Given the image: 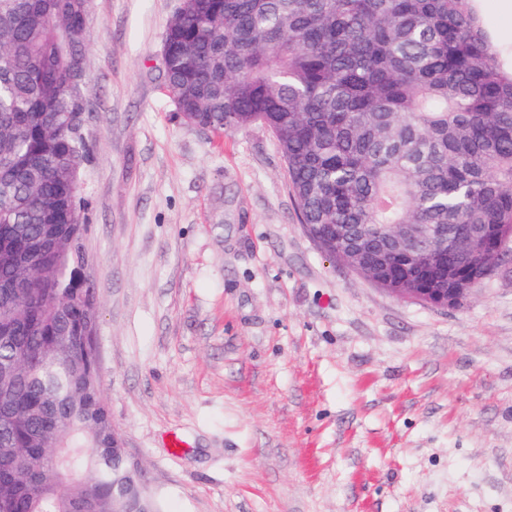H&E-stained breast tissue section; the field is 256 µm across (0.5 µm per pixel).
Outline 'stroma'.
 <instances>
[{
    "label": "stroma",
    "instance_id": "1",
    "mask_svg": "<svg viewBox=\"0 0 512 512\" xmlns=\"http://www.w3.org/2000/svg\"><path fill=\"white\" fill-rule=\"evenodd\" d=\"M179 6L91 0L82 85L80 276L147 492L162 512H512V268L440 309L320 253L268 128L177 112ZM472 7L511 67L512 0Z\"/></svg>",
    "mask_w": 512,
    "mask_h": 512
}]
</instances>
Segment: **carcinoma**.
<instances>
[{
    "label": "carcinoma",
    "instance_id": "carcinoma-1",
    "mask_svg": "<svg viewBox=\"0 0 512 512\" xmlns=\"http://www.w3.org/2000/svg\"><path fill=\"white\" fill-rule=\"evenodd\" d=\"M472 0H182L166 89L203 130L275 135L303 226L381 288H446L448 257L387 240L406 224L512 235V69ZM84 0H0V512H161L112 453L86 320L67 288L81 139L68 89ZM471 258L458 287L486 277Z\"/></svg>",
    "mask_w": 512,
    "mask_h": 512
}]
</instances>
